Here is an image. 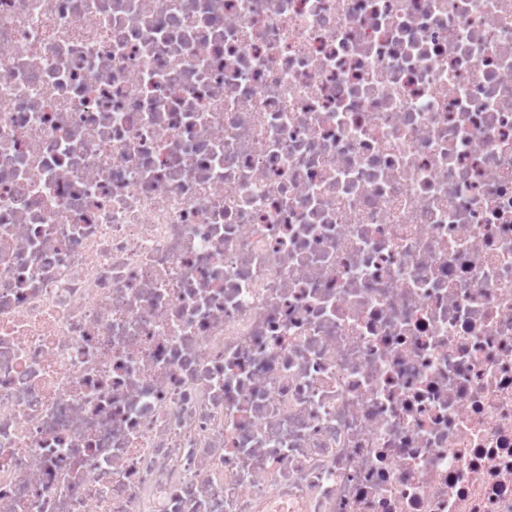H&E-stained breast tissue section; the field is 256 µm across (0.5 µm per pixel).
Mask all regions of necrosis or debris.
Instances as JSON below:
<instances>
[{"instance_id": "1", "label": "necrosis or debris", "mask_w": 512, "mask_h": 512, "mask_svg": "<svg viewBox=\"0 0 512 512\" xmlns=\"http://www.w3.org/2000/svg\"><path fill=\"white\" fill-rule=\"evenodd\" d=\"M0 512H512V0H0Z\"/></svg>"}]
</instances>
